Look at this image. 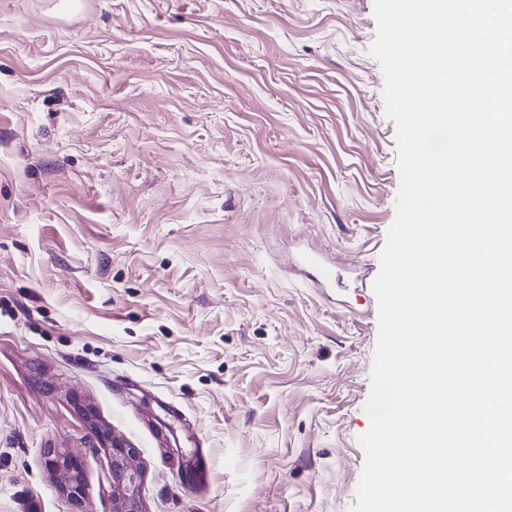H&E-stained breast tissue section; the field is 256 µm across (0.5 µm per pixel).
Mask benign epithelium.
<instances>
[{
	"mask_svg": "<svg viewBox=\"0 0 512 512\" xmlns=\"http://www.w3.org/2000/svg\"><path fill=\"white\" fill-rule=\"evenodd\" d=\"M97 439L109 449L112 474V512H144L141 500L143 471L138 463L136 449L107 431L103 426L92 423ZM46 465L64 479L63 492L73 501L83 493L81 482L84 470L82 458L70 454L64 448L43 449Z\"/></svg>",
	"mask_w": 512,
	"mask_h": 512,
	"instance_id": "obj_1",
	"label": "benign epithelium"
}]
</instances>
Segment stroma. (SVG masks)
<instances>
[{
    "mask_svg": "<svg viewBox=\"0 0 512 512\" xmlns=\"http://www.w3.org/2000/svg\"><path fill=\"white\" fill-rule=\"evenodd\" d=\"M375 31L373 0H0V512H112L94 421L145 512H348L400 183ZM91 424L97 439L109 449L112 511L145 512L141 500L143 471L138 463L136 449L128 446L95 421ZM46 465L64 479L63 492L73 501H77L83 493L81 482L84 461L81 457L70 454L64 448H43Z\"/></svg>",
    "mask_w": 512,
    "mask_h": 512,
    "instance_id": "1",
    "label": "stroma"
}]
</instances>
